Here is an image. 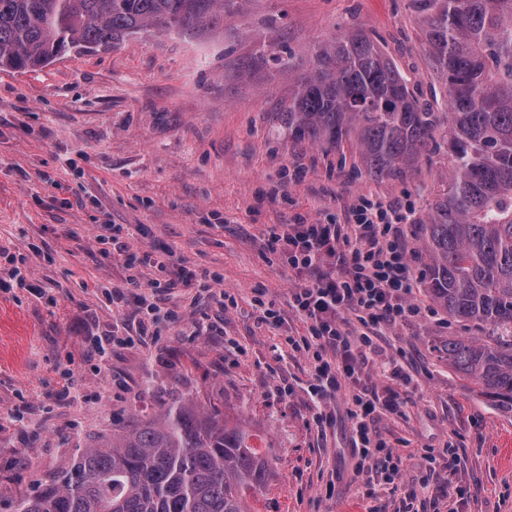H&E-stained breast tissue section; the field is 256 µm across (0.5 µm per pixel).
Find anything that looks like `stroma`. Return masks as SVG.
I'll return each mask as SVG.
<instances>
[{"mask_svg": "<svg viewBox=\"0 0 512 512\" xmlns=\"http://www.w3.org/2000/svg\"><path fill=\"white\" fill-rule=\"evenodd\" d=\"M274 28L299 60L363 32L415 95L443 93L409 0H237L214 31L142 33L36 71H0V410L15 416L0 434V512L56 475L73 453L63 435L121 423L149 377L199 407L222 403L261 437L272 467L247 493L249 512H512V413L449 367L448 337L478 330L449 319L424 286L411 295L422 316L373 339L410 379L402 416L371 424L397 451L396 483L353 472L350 387L327 403L332 426L314 420L313 363L288 344L305 332L292 306L299 278L270 247L274 225L345 223L363 195L423 214L448 162L435 154L381 181L354 148L295 140L294 74L272 61L244 68ZM99 224L127 227L130 251L208 274V291L159 293L165 316L140 340L134 302L112 295L128 276L146 284L158 272L98 244ZM18 266L41 293L13 284ZM266 305L278 326L261 322ZM116 328L125 344L87 355L86 340ZM449 443L455 465L423 459ZM458 485L467 499L452 496Z\"/></svg>", "mask_w": 512, "mask_h": 512, "instance_id": "stroma-1", "label": "stroma"}]
</instances>
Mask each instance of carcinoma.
I'll use <instances>...</instances> for the list:
<instances>
[{
	"mask_svg": "<svg viewBox=\"0 0 512 512\" xmlns=\"http://www.w3.org/2000/svg\"><path fill=\"white\" fill-rule=\"evenodd\" d=\"M233 2L0 0V70L44 68L141 32L193 33L224 20ZM412 2L447 111L422 103L374 40L353 33L304 62L272 57L296 73L288 128L329 149L357 146L378 180L445 151L446 188L417 220L427 289L451 320L485 331L448 337V364L512 412V0ZM269 468L249 429L217 405L200 410L174 395L84 439L17 512H248L245 493Z\"/></svg>",
	"mask_w": 512,
	"mask_h": 512,
	"instance_id": "obj_1",
	"label": "carcinoma"
}]
</instances>
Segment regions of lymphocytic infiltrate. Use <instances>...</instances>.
<instances>
[{
  "mask_svg": "<svg viewBox=\"0 0 512 512\" xmlns=\"http://www.w3.org/2000/svg\"><path fill=\"white\" fill-rule=\"evenodd\" d=\"M407 220L401 204L365 195L345 225L287 224L271 237L289 267L303 277L293 299L308 332L289 337L288 343L313 359L312 393L321 405L357 378L361 357L352 349L353 340L371 346L382 326L405 324L421 313L409 299L417 278L407 259ZM402 405L400 393L390 387L354 390L351 416L360 442L354 450L355 474L382 472L390 481L398 476L394 449L385 440H372L368 420L400 414Z\"/></svg>",
  "mask_w": 512,
  "mask_h": 512,
  "instance_id": "1",
  "label": "lymphocytic infiltrate"
}]
</instances>
